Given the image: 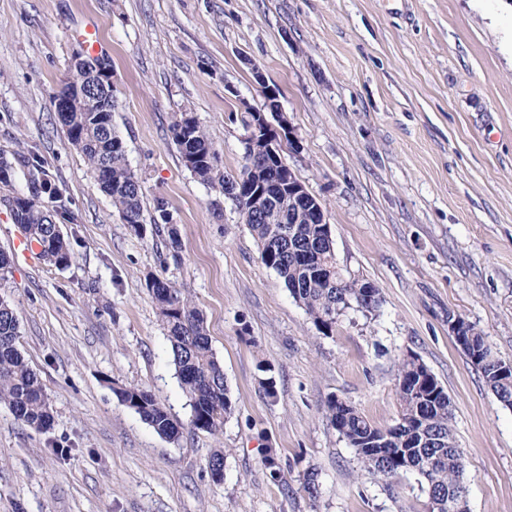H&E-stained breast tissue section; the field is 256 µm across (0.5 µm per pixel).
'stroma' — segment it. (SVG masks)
Listing matches in <instances>:
<instances>
[{
  "instance_id": "obj_1",
  "label": "stroma",
  "mask_w": 512,
  "mask_h": 512,
  "mask_svg": "<svg viewBox=\"0 0 512 512\" xmlns=\"http://www.w3.org/2000/svg\"><path fill=\"white\" fill-rule=\"evenodd\" d=\"M89 24L112 61V125L144 215L166 200L179 257L166 232L123 224L54 120ZM264 84L279 91L296 140L283 154L325 206L338 268L380 293L376 311L345 309L327 336L172 141L175 114L193 113L239 173ZM0 150L34 151L73 216L58 268L19 253L25 232L0 207V294L54 416L39 432L0 405V512H429L417 473L369 475L327 413L336 397L393 424L407 353L451 400L469 512H512V409L448 330L462 318L512 361V0H0ZM152 274L204 315L234 408L222 437L189 425ZM130 387L182 423L178 441L118 400Z\"/></svg>"
}]
</instances>
